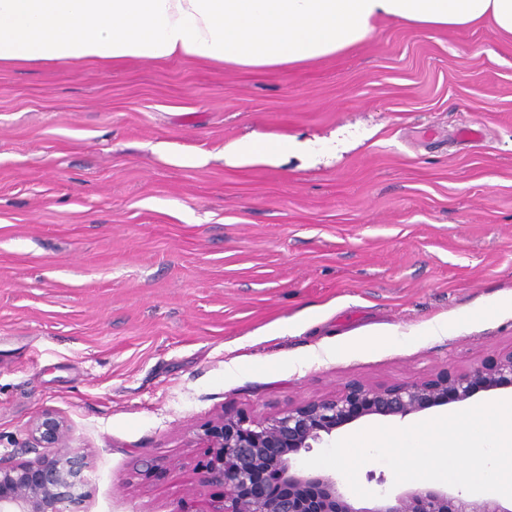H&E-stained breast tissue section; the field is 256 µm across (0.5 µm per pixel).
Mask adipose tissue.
Here are the masks:
<instances>
[{
    "instance_id": "obj_1",
    "label": "adipose tissue",
    "mask_w": 512,
    "mask_h": 512,
    "mask_svg": "<svg viewBox=\"0 0 512 512\" xmlns=\"http://www.w3.org/2000/svg\"><path fill=\"white\" fill-rule=\"evenodd\" d=\"M381 18L441 30L488 22L512 38V0H0V64L190 57L273 70L355 48Z\"/></svg>"
}]
</instances>
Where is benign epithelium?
<instances>
[{"label":"benign epithelium","mask_w":512,"mask_h":512,"mask_svg":"<svg viewBox=\"0 0 512 512\" xmlns=\"http://www.w3.org/2000/svg\"><path fill=\"white\" fill-rule=\"evenodd\" d=\"M512 389V351L490 364L388 386L358 380L330 397L268 418L224 414L202 434L211 452L204 480L224 489L209 512H512V501L472 498L438 483H419L357 507L336 473L303 465V456L337 429L366 416L405 418L480 392ZM34 460L0 461V512H81L87 497L84 456L70 443V428L46 409L30 421Z\"/></svg>","instance_id":"obj_1"}]
</instances>
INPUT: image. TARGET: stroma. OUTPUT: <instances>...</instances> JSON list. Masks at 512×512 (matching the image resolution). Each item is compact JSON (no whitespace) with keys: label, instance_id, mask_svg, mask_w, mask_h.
Here are the masks:
<instances>
[{"label":"stroma","instance_id":"obj_1","mask_svg":"<svg viewBox=\"0 0 512 512\" xmlns=\"http://www.w3.org/2000/svg\"><path fill=\"white\" fill-rule=\"evenodd\" d=\"M246 137L320 159L225 164ZM509 351L512 40L489 25L382 19L279 70L0 66V457L35 458L59 412L83 512H207L217 415Z\"/></svg>","mask_w":512,"mask_h":512}]
</instances>
